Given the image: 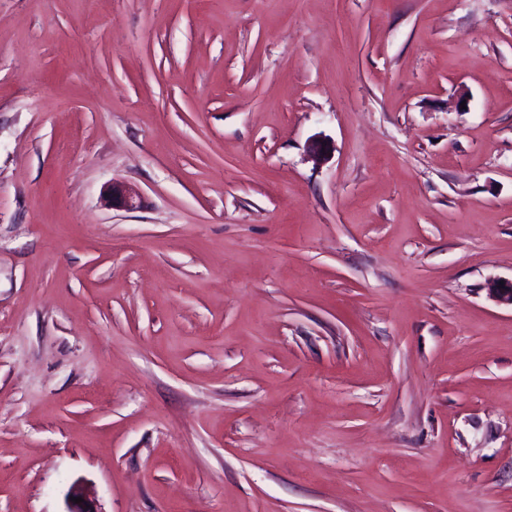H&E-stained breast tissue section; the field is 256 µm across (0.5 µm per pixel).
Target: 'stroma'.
Masks as SVG:
<instances>
[{
	"label": "stroma",
	"instance_id": "obj_1",
	"mask_svg": "<svg viewBox=\"0 0 512 512\" xmlns=\"http://www.w3.org/2000/svg\"><path fill=\"white\" fill-rule=\"evenodd\" d=\"M492 278L512 0H0V512H512ZM105 204L114 209L115 207L124 210H134L139 208L141 197L139 192L128 184L112 182L103 193Z\"/></svg>",
	"mask_w": 512,
	"mask_h": 512
}]
</instances>
